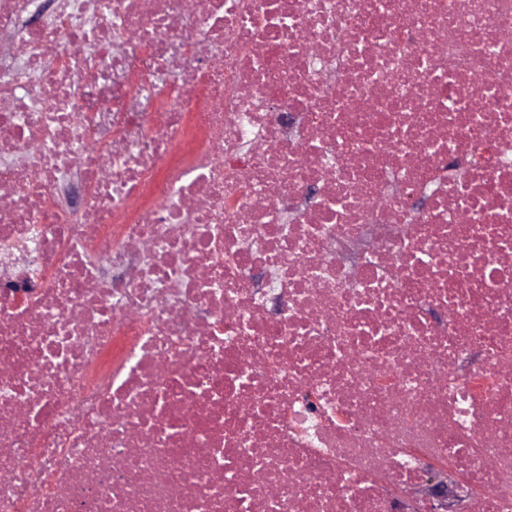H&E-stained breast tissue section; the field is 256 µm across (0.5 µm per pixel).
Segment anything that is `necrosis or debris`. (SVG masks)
<instances>
[{"instance_id":"obj_1","label":"necrosis or debris","mask_w":512,"mask_h":512,"mask_svg":"<svg viewBox=\"0 0 512 512\" xmlns=\"http://www.w3.org/2000/svg\"><path fill=\"white\" fill-rule=\"evenodd\" d=\"M197 3L0 0V512H512V0ZM113 86L116 87L115 90L119 91V94H117V93L113 94V92H112L113 91ZM132 88L136 89V85L134 83V75L133 74L125 76L124 78H122L120 80V84L113 85V83H112L110 88L104 89V90L101 87L97 86V85L94 86V85L87 84L86 90H85V94L83 96V107L85 106L86 101L88 102L89 100H91L93 102L97 101V107L99 108V102H100V100L103 97H111L113 99H122L124 97L121 96L120 92L132 95V93H133Z\"/></svg>"}]
</instances>
